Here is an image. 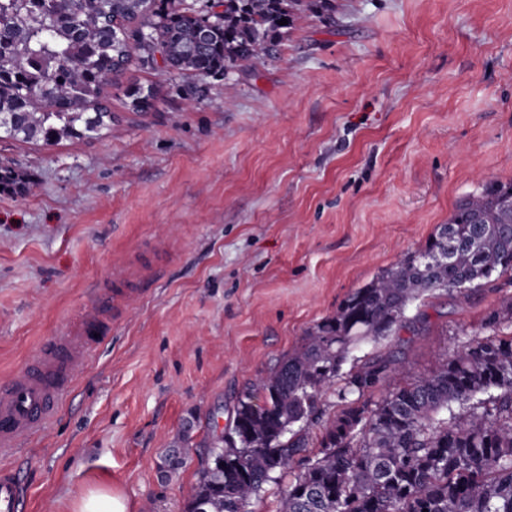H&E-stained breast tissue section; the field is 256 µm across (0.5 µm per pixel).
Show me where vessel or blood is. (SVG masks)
I'll use <instances>...</instances> for the list:
<instances>
[{"label": "vessel or blood", "mask_w": 512, "mask_h": 512, "mask_svg": "<svg viewBox=\"0 0 512 512\" xmlns=\"http://www.w3.org/2000/svg\"><path fill=\"white\" fill-rule=\"evenodd\" d=\"M129 293L112 296V311L102 304L88 307L63 344L44 348L39 358L12 379L0 383V453L11 454L25 434L42 428L51 418L90 355L105 342L111 315L120 314ZM25 497L15 470L0 465V512H24Z\"/></svg>", "instance_id": "1"}]
</instances>
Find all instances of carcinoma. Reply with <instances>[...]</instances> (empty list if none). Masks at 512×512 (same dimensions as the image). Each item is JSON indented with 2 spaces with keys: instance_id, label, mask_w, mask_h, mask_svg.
I'll return each instance as SVG.
<instances>
[{
  "instance_id": "1",
  "label": "carcinoma",
  "mask_w": 512,
  "mask_h": 512,
  "mask_svg": "<svg viewBox=\"0 0 512 512\" xmlns=\"http://www.w3.org/2000/svg\"><path fill=\"white\" fill-rule=\"evenodd\" d=\"M327 0H0V138L46 145L92 140L112 127L105 89L133 62L179 77L227 74L272 55L271 33ZM287 19L281 26L278 21ZM162 59H157V56ZM145 112L156 92L133 87ZM27 189L0 166V189ZM512 183L462 197L424 249L355 289L336 316L243 393L231 430L200 471L186 512H249L288 480L277 512H512V301L478 336L428 374L369 396L397 372L375 357L348 371L352 350L403 326L410 306L437 291L512 283ZM339 411L304 470L290 461L326 394Z\"/></svg>"
}]
</instances>
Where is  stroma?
I'll return each instance as SVG.
<instances>
[{
  "label": "stroma",
  "mask_w": 512,
  "mask_h": 512,
  "mask_svg": "<svg viewBox=\"0 0 512 512\" xmlns=\"http://www.w3.org/2000/svg\"><path fill=\"white\" fill-rule=\"evenodd\" d=\"M158 90L137 114L133 84ZM102 138L0 140V381L121 277L140 288L45 427L7 459L26 512L85 490L185 512L246 388L356 288L512 182V0H330L274 58L186 82L130 68ZM512 284L435 293L350 364L424 374L484 335Z\"/></svg>",
  "instance_id": "35a3bbf8"
}]
</instances>
